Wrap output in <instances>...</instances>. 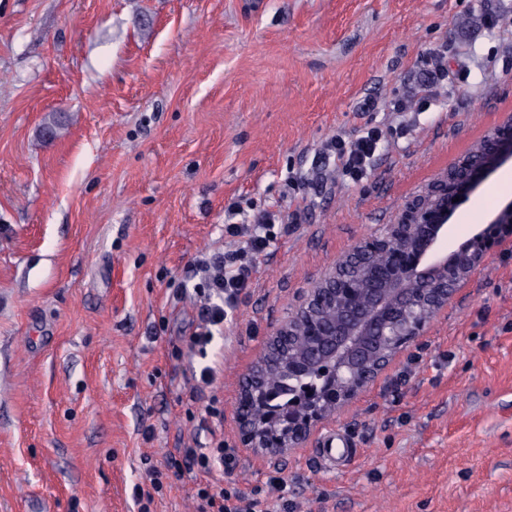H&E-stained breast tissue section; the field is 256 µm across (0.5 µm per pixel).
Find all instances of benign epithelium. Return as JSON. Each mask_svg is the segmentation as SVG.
Masks as SVG:
<instances>
[{"instance_id": "1", "label": "benign epithelium", "mask_w": 512, "mask_h": 512, "mask_svg": "<svg viewBox=\"0 0 512 512\" xmlns=\"http://www.w3.org/2000/svg\"><path fill=\"white\" fill-rule=\"evenodd\" d=\"M512 164V116L489 129L479 149L454 172L439 174L420 195L408 201L394 223L339 259L353 255L382 257L363 286L336 287L332 269L308 289L269 336L264 353L279 337L329 307L340 319L317 342L313 355L288 362V373L316 374V401L304 411L288 409L274 437L253 422L246 402L270 397V388L254 364L239 384L237 423L243 445L268 461L280 460L303 446L316 426L366 390L457 291L484 259L489 242L512 237V200L490 213L487 224L463 242L448 246L449 221L488 177ZM459 201H454V198Z\"/></svg>"}]
</instances>
